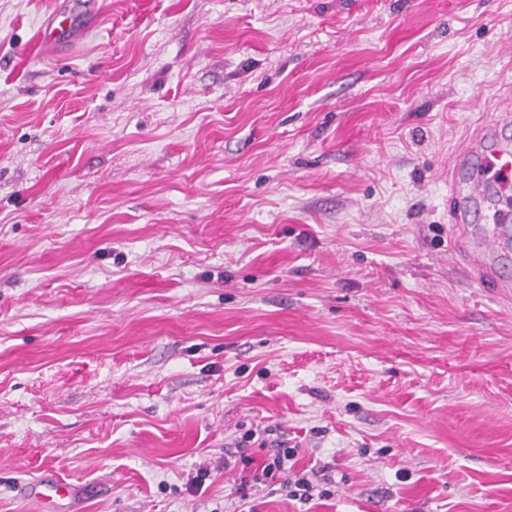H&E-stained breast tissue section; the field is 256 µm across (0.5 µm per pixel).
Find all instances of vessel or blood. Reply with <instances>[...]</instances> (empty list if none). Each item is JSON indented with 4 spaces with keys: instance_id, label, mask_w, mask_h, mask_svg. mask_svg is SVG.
<instances>
[{
    "instance_id": "1",
    "label": "vessel or blood",
    "mask_w": 512,
    "mask_h": 512,
    "mask_svg": "<svg viewBox=\"0 0 512 512\" xmlns=\"http://www.w3.org/2000/svg\"><path fill=\"white\" fill-rule=\"evenodd\" d=\"M96 19V7L84 0L49 15L39 41L55 50L77 46L86 40ZM501 132L498 125L484 128L461 147L449 184L451 228L463 232L470 225L487 223L484 254L512 248V144L502 140ZM52 493L73 503L80 489L57 478H40L28 487L29 497L39 505Z\"/></svg>"
}]
</instances>
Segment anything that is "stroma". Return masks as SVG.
<instances>
[{"label":"stroma","instance_id":"1","mask_svg":"<svg viewBox=\"0 0 512 512\" xmlns=\"http://www.w3.org/2000/svg\"><path fill=\"white\" fill-rule=\"evenodd\" d=\"M77 2L0 0V512H512V298L448 252L512 0H97L41 50ZM269 426L329 497L244 487ZM96 19L97 8L92 3H82L64 13L58 10L43 22L39 42L55 51L75 47L86 40ZM52 491L61 499H67L72 507L79 498L80 488L72 483L64 482L57 478L37 479L28 486V496L35 501L38 510L42 508L43 503L51 497L47 492Z\"/></svg>","mask_w":512,"mask_h":512}]
</instances>
